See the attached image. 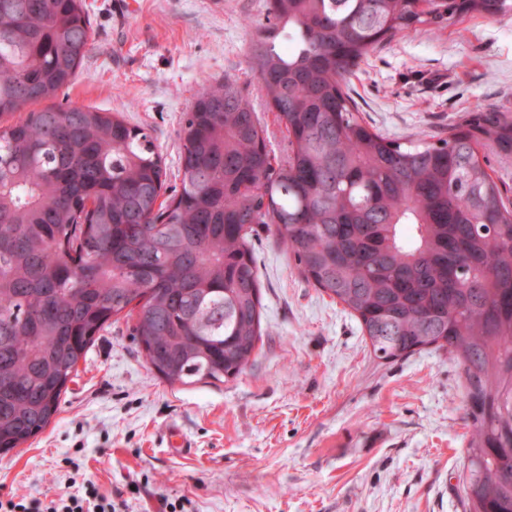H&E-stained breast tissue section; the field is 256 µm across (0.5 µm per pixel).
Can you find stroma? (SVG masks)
<instances>
[{
  "label": "stroma",
  "instance_id": "1",
  "mask_svg": "<svg viewBox=\"0 0 512 512\" xmlns=\"http://www.w3.org/2000/svg\"><path fill=\"white\" fill-rule=\"evenodd\" d=\"M93 45L38 109L121 113L147 132L177 186L179 130L202 84L237 80L274 153L286 140L247 54L266 0H84ZM359 115L400 142H434L475 112L512 117V16L419 27L364 58ZM265 336L224 383L162 379L125 321L100 332L59 414L0 454V498L83 491L126 512H463L457 473L473 421L462 366L427 350L382 363L357 319L297 271L264 226L253 238ZM179 431L189 447L172 444Z\"/></svg>",
  "mask_w": 512,
  "mask_h": 512
}]
</instances>
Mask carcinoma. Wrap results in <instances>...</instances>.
Masks as SVG:
<instances>
[{
	"label": "carcinoma",
	"instance_id": "obj_1",
	"mask_svg": "<svg viewBox=\"0 0 512 512\" xmlns=\"http://www.w3.org/2000/svg\"><path fill=\"white\" fill-rule=\"evenodd\" d=\"M248 63L282 159L237 81L204 84L179 130L181 188L142 129L91 108L0 126V452L43 432L112 321L165 380L239 375L263 336L252 232L360 323L376 358L444 350L474 423L463 512H512V211L480 152L512 120L476 112L436 143L371 130L346 80L448 0H267ZM465 13L512 14V0ZM93 44L83 0H0V118L54 97Z\"/></svg>",
	"mask_w": 512,
	"mask_h": 512
}]
</instances>
